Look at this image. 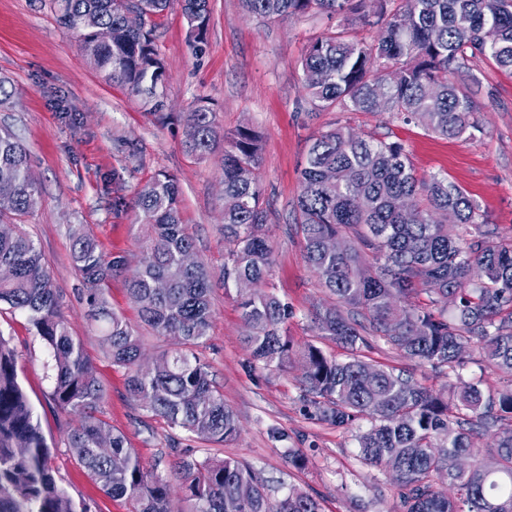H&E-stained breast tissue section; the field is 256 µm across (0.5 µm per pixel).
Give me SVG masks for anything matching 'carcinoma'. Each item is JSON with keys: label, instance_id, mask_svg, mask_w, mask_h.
<instances>
[{"label": "carcinoma", "instance_id": "carcinoma-1", "mask_svg": "<svg viewBox=\"0 0 512 512\" xmlns=\"http://www.w3.org/2000/svg\"><path fill=\"white\" fill-rule=\"evenodd\" d=\"M129 0H51L58 22L77 32L90 64L106 81L142 97L157 113L167 82L153 30L123 19ZM246 10L283 19L316 10L343 21L353 0H243ZM189 45L203 52L209 0H182ZM378 28L370 42L329 31L307 46L305 90L316 109L376 112L384 93L391 113L445 138L479 129L477 104L456 75L477 81L473 63L492 59L512 72V0H376ZM107 28L100 43L94 32ZM186 150L211 153L220 130L215 113L199 102L183 128ZM224 288L246 280L253 292L239 299L253 360L282 367L292 344L282 336L288 305L266 290L272 264L264 233L268 213L258 178V136L242 127L224 138ZM297 201L304 258L335 303L313 313L319 335L346 351L342 359L308 344L301 352L303 399L322 421L347 428L361 417L371 426L356 435L361 460L382 467L400 488L403 512H512V383L497 391L456 377L443 393L422 388L411 375L365 359L379 341L409 358L455 372L479 352L493 371L512 378V237L486 226L479 205L446 178L419 177L404 146L363 137L346 127L320 135L309 148ZM38 203L24 145L0 133V305L27 315L52 361L51 398L80 416L68 434L72 456L102 490L133 503L132 512H183L169 480L144 462L125 436L99 414L105 394L82 344L58 313L48 263L19 221ZM136 221L147 227L142 257L129 271L125 258L105 254L86 228H71L73 261L84 284L90 318L101 325L107 356L127 370L128 391L152 415L199 439L223 443L238 432L232 410L196 352L207 338L210 272L198 260L181 220L177 182L159 173L134 196ZM451 210L456 224H440ZM344 239L331 254L327 237ZM142 322L158 336L181 337L140 370L142 338L107 300L115 277ZM427 302L412 305L413 295ZM456 304L448 307V295ZM497 427L496 454L478 458L477 429ZM181 490L189 512H320L316 499L291 489L269 500L263 478L238 460L180 458ZM445 478L456 496L438 487ZM0 512H89L61 485L52 452L19 380L17 354L0 333Z\"/></svg>", "mask_w": 512, "mask_h": 512}]
</instances>
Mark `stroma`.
Segmentation results:
<instances>
[{
  "label": "stroma",
  "instance_id": "1",
  "mask_svg": "<svg viewBox=\"0 0 512 512\" xmlns=\"http://www.w3.org/2000/svg\"><path fill=\"white\" fill-rule=\"evenodd\" d=\"M211 23L201 55L189 47L179 5L149 19L168 81L162 114L108 83L87 62L76 32L62 27L50 0H0V82L9 92L0 101V129L14 132L28 150L40 202L24 217L25 230L46 258L58 293V312L84 351L105 393L102 417L125 435L145 461L158 462L170 476L171 442L191 449L197 460L230 457L260 473L271 501L289 488L315 498L321 512H402L399 489L383 470L364 464L354 436L369 419L338 429L319 419L302 398L299 361L276 369L253 362L243 342L248 329L238 292L225 289L223 145L198 158L182 144V123L198 101H207L225 135L250 126L262 136L259 177L268 209L264 228L272 249L268 282L288 303L292 318L284 330L294 350L312 343L341 355L319 336L312 320L328 296L304 260L296 229L300 172L314 140L346 126L403 144L420 176L438 175L463 188L490 226L512 232V72L482 58L477 84L468 93L478 105L480 130L471 138L449 139L390 113L316 110L304 89L301 58L307 44L334 22L308 12L279 21L249 14L242 0H209ZM173 176L181 190L182 220L195 239L196 254L212 276L211 328L200 347L224 404L235 414V437L215 444L169 427L134 399L124 368L112 365L101 333L86 316L82 280L72 261L70 228L85 225L102 251L125 257L136 268L143 229L131 201L157 173ZM0 331L18 355V377L53 450L64 488L86 501L91 512H131L125 499L105 495L75 462L67 435L77 415L50 398V356L27 316L0 306ZM368 361L412 373L423 387L443 391L452 372L404 357L384 343L366 351ZM306 459L290 464L291 454Z\"/></svg>",
  "mask_w": 512,
  "mask_h": 512
}]
</instances>
